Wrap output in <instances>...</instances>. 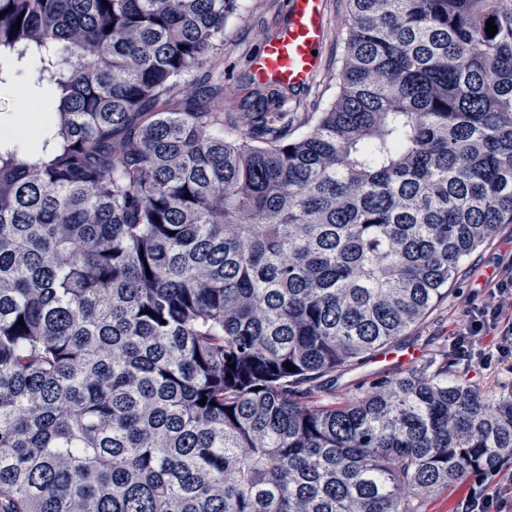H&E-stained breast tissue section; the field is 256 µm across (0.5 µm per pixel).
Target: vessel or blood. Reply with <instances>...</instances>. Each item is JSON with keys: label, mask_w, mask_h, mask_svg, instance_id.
I'll return each instance as SVG.
<instances>
[{"label": "vessel or blood", "mask_w": 512, "mask_h": 512, "mask_svg": "<svg viewBox=\"0 0 512 512\" xmlns=\"http://www.w3.org/2000/svg\"><path fill=\"white\" fill-rule=\"evenodd\" d=\"M326 35L324 0H291L287 22L264 41L254 59L257 76L294 87L309 85L320 68Z\"/></svg>", "instance_id": "b4317fda"}]
</instances>
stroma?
Here are the masks:
<instances>
[{"label":"stroma","mask_w":512,"mask_h":512,"mask_svg":"<svg viewBox=\"0 0 512 512\" xmlns=\"http://www.w3.org/2000/svg\"><path fill=\"white\" fill-rule=\"evenodd\" d=\"M246 7L227 21L222 37L223 50L216 60L217 72L224 76L223 108L228 112L241 111L252 88L243 75L251 71L252 62L265 39L273 36L288 15L290 0H244ZM329 32L322 49L323 66L312 82L293 91L289 109L314 111L326 105L335 95L336 86L330 83L328 72L338 69L344 51L347 0H325ZM512 261V224L501 225L497 233L469 256L461 265L457 279L452 283L447 298L443 299L426 320L385 352L368 362L348 370L345 381H370L386 371L396 370L395 356L417 350L421 360H429L437 351L457 354L458 339L454 334L470 308L474 294L497 274L503 264ZM496 337H486L488 363H480L472 356L461 357L467 365V378L489 395L512 388V356H502L496 346ZM458 355V354H457Z\"/></svg>","instance_id":"1"}]
</instances>
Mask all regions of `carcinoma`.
Here are the masks:
<instances>
[{"instance_id":"cac0c4a2","label":"carcinoma","mask_w":512,"mask_h":512,"mask_svg":"<svg viewBox=\"0 0 512 512\" xmlns=\"http://www.w3.org/2000/svg\"><path fill=\"white\" fill-rule=\"evenodd\" d=\"M349 2L329 106L226 116L241 0H0L49 118L0 142V512H420L512 459L446 355L331 379L512 224V0Z\"/></svg>"}]
</instances>
